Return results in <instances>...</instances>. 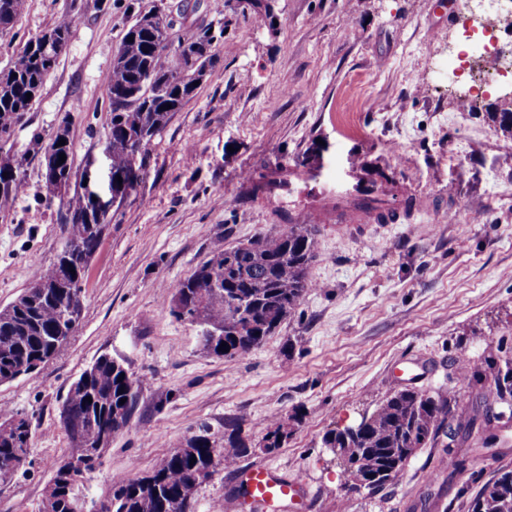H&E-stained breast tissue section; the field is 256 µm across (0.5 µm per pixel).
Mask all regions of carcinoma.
Listing matches in <instances>:
<instances>
[{
  "mask_svg": "<svg viewBox=\"0 0 512 512\" xmlns=\"http://www.w3.org/2000/svg\"><path fill=\"white\" fill-rule=\"evenodd\" d=\"M26 0H0V36L13 29ZM79 22L70 12L49 29L52 42L45 46L41 35L26 42L13 64L0 71V145L7 143L16 126L40 97L46 78L68 48ZM187 41L197 47V71L209 72L219 64L214 50L215 35L202 29L184 38L166 30L138 28L130 24L122 37L108 72L105 91L109 104L112 172L124 173L133 155L147 151L151 140L168 124L172 115L196 92L194 70L186 67L176 45ZM171 108L164 109V106ZM66 144L59 145L60 141ZM38 152L45 162L57 163L62 178L73 177L74 146L70 122L64 118ZM12 158L0 163V183L10 191L0 194V206L19 195L24 184L13 178ZM287 182L262 175L251 181L252 199L271 198ZM363 199L381 219H394L409 209L380 190L376 181L361 191ZM67 237L55 260L38 270L33 280L63 283V287L42 294L26 290L0 309V385L36 372L55 358L76 334L84 307L83 281L99 245L103 229L112 214L98 210L93 198L76 190L65 200ZM316 225L288 224L272 233H260L235 247H214L205 261L174 286V297L182 308H170L177 320L202 328L203 342L212 333L218 340L209 353L224 359L240 358L261 346L300 306L313 287L309 276L315 257ZM230 349L223 350L222 343ZM456 382L488 383L481 394L483 411L468 413L459 408L456 392L435 398L414 388L389 392L373 411L355 427L323 436L325 447L337 456L343 471L355 470L362 486L381 489L398 480L417 449L435 445L447 422L468 444L465 451L448 444L444 453L465 467L467 455L478 454L494 445L489 433L492 420L512 413V359L498 362L488 358L479 364L464 359L454 368ZM142 380L110 354H102L70 384L62 402L68 422L66 453L82 456L94 448L105 422L112 418V431L121 434L137 408ZM33 430L18 436L0 435V481L11 479L28 463ZM249 447L237 428L219 436L204 426L190 436L186 447L176 448L155 468L132 478H112L109 495L92 502L89 512H193L198 489L219 469L238 465ZM196 462H191V459ZM101 458L84 467L85 474L61 487L58 512H74L71 505L82 496L85 475L100 465ZM467 512H512V469L503 467L481 485L469 502Z\"/></svg>",
  "mask_w": 512,
  "mask_h": 512,
  "instance_id": "obj_1",
  "label": "carcinoma"
}]
</instances>
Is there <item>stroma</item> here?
<instances>
[{
    "mask_svg": "<svg viewBox=\"0 0 512 512\" xmlns=\"http://www.w3.org/2000/svg\"><path fill=\"white\" fill-rule=\"evenodd\" d=\"M134 0H27L0 37V69L68 11L80 25L6 148L23 158V193L0 207V308L49 265L66 238L49 197L36 137L70 120L74 170L102 157L108 131L103 79ZM175 33L223 28L220 63L153 138L146 173L112 209L85 281L82 323L58 356L0 385V407L31 417V466L0 484V512H36L68 446L57 409L100 354L143 380L128 429L87 477L89 496L114 476L150 471L201 427L239 422L250 445L241 467L299 476L313 512H466L480 486L512 467V425L497 422L494 451L464 469L436 470L448 437L419 449L379 491L349 488L326 431L356 426L391 390L447 396L449 361L512 349V134L449 97L448 58L459 47L448 0H269L276 30L238 0H182ZM359 163L392 172L434 197L387 224H322L315 284L261 346L227 360L203 349L198 326L169 313L172 287L218 244L279 230L281 211L306 205L291 192L245 200L247 176ZM288 438L267 452L269 424ZM241 476L217 472L196 512H267L239 496Z\"/></svg>",
    "mask_w": 512,
    "mask_h": 512,
    "instance_id": "stroma-1",
    "label": "stroma"
}]
</instances>
